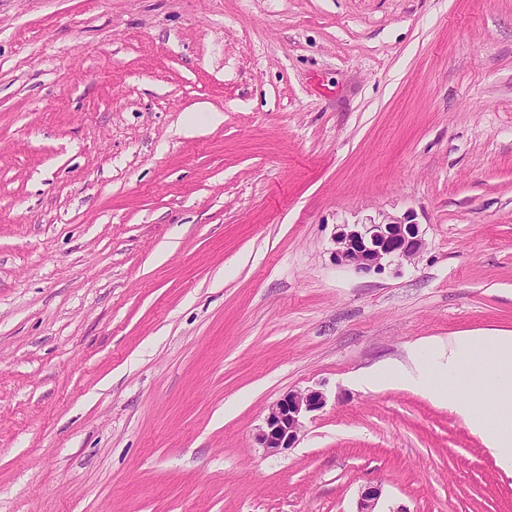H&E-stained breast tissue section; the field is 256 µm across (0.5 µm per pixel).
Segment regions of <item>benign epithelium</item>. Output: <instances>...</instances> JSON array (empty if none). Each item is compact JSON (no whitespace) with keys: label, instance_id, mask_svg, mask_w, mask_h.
I'll return each instance as SVG.
<instances>
[{"label":"benign epithelium","instance_id":"7a95c632","mask_svg":"<svg viewBox=\"0 0 512 512\" xmlns=\"http://www.w3.org/2000/svg\"><path fill=\"white\" fill-rule=\"evenodd\" d=\"M333 259L338 266L360 275L380 274L394 263L411 261L425 247L420 224L413 215H388L382 221L341 224L334 239ZM326 404L318 389L289 392L269 408L258 442L274 456L295 447L307 417ZM380 488L368 486L361 492L357 512H376Z\"/></svg>","mask_w":512,"mask_h":512}]
</instances>
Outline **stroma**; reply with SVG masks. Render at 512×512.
I'll list each match as a JSON object with an SVG mask.
<instances>
[{
  "label": "stroma",
  "instance_id": "1",
  "mask_svg": "<svg viewBox=\"0 0 512 512\" xmlns=\"http://www.w3.org/2000/svg\"><path fill=\"white\" fill-rule=\"evenodd\" d=\"M408 211L414 260L334 263ZM490 333L512 0H0V512H512L480 434L377 376ZM325 404L326 396L318 389L287 393L269 408L258 433L259 444L271 456L295 447L307 417Z\"/></svg>",
  "mask_w": 512,
  "mask_h": 512
}]
</instances>
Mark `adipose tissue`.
<instances>
[{"instance_id":"1","label":"adipose tissue","mask_w":512,"mask_h":512,"mask_svg":"<svg viewBox=\"0 0 512 512\" xmlns=\"http://www.w3.org/2000/svg\"><path fill=\"white\" fill-rule=\"evenodd\" d=\"M422 382L397 372L393 381L418 384L427 395L447 399L468 422L484 431L503 463L512 467V336H458L436 372H429L422 356H415ZM479 374L468 384L460 379L470 366Z\"/></svg>"}]
</instances>
